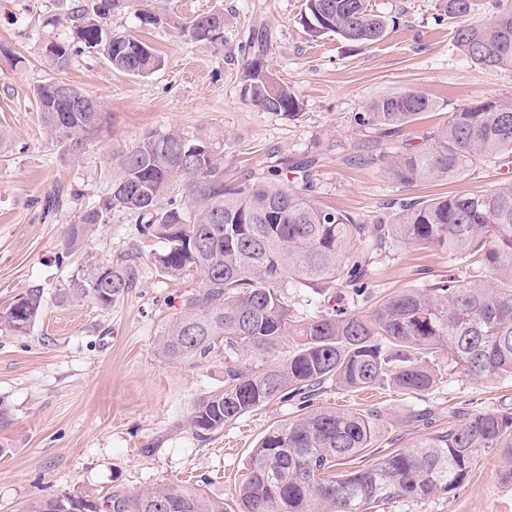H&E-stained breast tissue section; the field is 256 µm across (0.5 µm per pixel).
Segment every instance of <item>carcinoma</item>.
<instances>
[{
  "instance_id": "cac0c4a2",
  "label": "carcinoma",
  "mask_w": 512,
  "mask_h": 512,
  "mask_svg": "<svg viewBox=\"0 0 512 512\" xmlns=\"http://www.w3.org/2000/svg\"><path fill=\"white\" fill-rule=\"evenodd\" d=\"M131 8L145 26H160L156 0H72L62 27L44 37L46 66L55 76L31 89L39 121L61 154L79 157L101 121L92 112H64L57 89L82 55L114 70L147 77L162 58L146 42L107 25L112 11ZM450 19L476 11L475 0H443ZM397 16L370 0H305L302 26L309 37L335 35L359 47L383 40ZM224 18L196 16L184 28L196 43L220 51ZM459 51L483 68L512 67V4L498 5L485 22L455 30ZM244 96L257 109L288 116L299 111L294 88L276 79L250 82ZM409 90L371 99L354 114L360 127L392 137L433 110ZM512 162V101L463 104L417 148L378 141L370 163L402 184L461 178L482 162ZM269 184L224 182V149L211 138L178 129L151 132L113 163L108 191L68 225L63 246L78 248L89 233L123 214L139 235L164 244L158 268L168 276L195 270L203 288L164 330L157 353L181 364L224 358V387L200 395L188 426L201 440L271 402H290L297 414L269 430L253 449L249 475L236 489L239 512H372L391 502L447 495L468 479L478 456L502 451L500 479L512 484V412L476 410L446 431L415 441L340 475L336 467L375 447L387 428L380 411L363 414L316 408L324 384L359 391L388 386L412 398L432 391L441 350L448 366L475 380L512 375V187L451 194L409 203L387 223L368 224L325 206L314 195L310 169L288 178L276 169ZM404 245L448 252V274L372 301L366 266ZM130 263L102 266L76 280L62 297L112 306L131 288ZM318 290L348 289L336 302L298 313L284 284ZM43 291L30 288L0 313V325L19 334L42 313ZM285 355L273 358L286 339ZM255 359L246 367L240 357ZM23 512H227L224 499L193 484H164L104 500L76 493L43 496Z\"/></svg>"
}]
</instances>
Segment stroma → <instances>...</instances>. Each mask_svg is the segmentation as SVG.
Returning <instances> with one entry per match:
<instances>
[{"mask_svg": "<svg viewBox=\"0 0 512 512\" xmlns=\"http://www.w3.org/2000/svg\"><path fill=\"white\" fill-rule=\"evenodd\" d=\"M384 13H401L396 31L365 49L327 35L308 40L304 0H165L169 25L140 29L129 9L113 11L109 26L139 36L163 58L146 78L112 70L99 58L81 60L65 81L93 96L102 120L78 159L61 155L46 136L31 95L48 78L40 44L44 20L63 13V0H0V123L15 134L0 155V309L33 287L44 306L24 335L0 326V400L10 419L0 424V512H20L31 499L76 491L105 497L114 489L141 492L165 483H193L234 505L235 488L268 430L294 415L279 401L248 413L211 439L195 438L187 418L200 394L222 388L224 362L197 366L163 359L165 327L202 286L198 272L167 277L156 257L160 240L138 235L128 220L101 225L78 250L62 246L67 224L83 204L103 195L114 154L146 132L172 128L224 141V178L247 182L271 170L312 162L315 195L323 204L365 222L390 218L401 204L452 192L512 186V164L486 162L459 180L404 185L360 163L373 150L375 130L353 116L374 97L416 90L435 103L398 134L420 145L457 106L488 98L512 100V68L487 70L455 46L456 20L442 0H373ZM213 9L224 12V49L216 52L179 31ZM265 35L264 64L291 84L302 108L288 117L263 112L243 95L246 59L240 43ZM75 188L81 200L44 216L39 199ZM135 256L132 288L100 308L87 298L63 299L72 280ZM450 259L438 248H394L375 258L369 281L375 298L414 288L445 274ZM405 399L389 388L353 392L325 384L316 404L360 413L381 412L387 435L380 448L398 449L456 424L471 410L512 409V375L480 381L443 372L419 400L428 423L404 420ZM500 451L483 453L460 489L416 503L397 501L384 512H512V486L498 476Z\"/></svg>", "mask_w": 512, "mask_h": 512, "instance_id": "obj_1", "label": "stroma"}]
</instances>
